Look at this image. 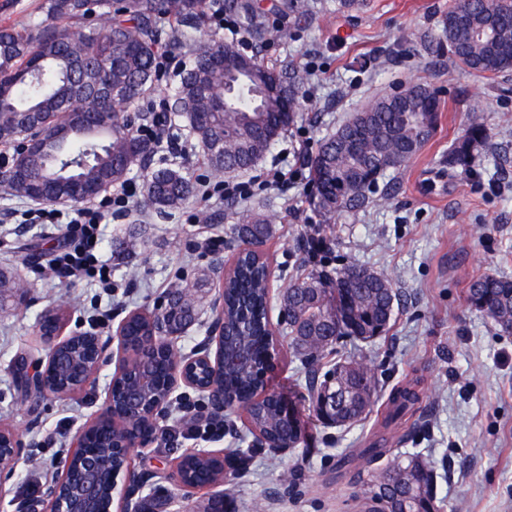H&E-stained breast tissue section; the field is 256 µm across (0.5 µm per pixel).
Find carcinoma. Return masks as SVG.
Here are the masks:
<instances>
[{"label":"carcinoma","instance_id":"1","mask_svg":"<svg viewBox=\"0 0 512 512\" xmlns=\"http://www.w3.org/2000/svg\"><path fill=\"white\" fill-rule=\"evenodd\" d=\"M45 19L28 29L0 28V145L15 155L0 178L13 196L52 200L90 196L105 185L123 183L134 169L145 173L142 207L162 218L186 205L199 192L184 170L180 152L161 153L158 136L141 134L145 122L157 123L141 105L149 101L163 73L159 54L176 57L186 47L185 36H168L167 20L194 26L209 9L234 14L240 26L265 37L260 6L248 0H45ZM440 40L459 66L486 79L512 72V0H451L441 19ZM240 51L216 37L196 53L184 71L170 106V120L186 128L214 175L244 172L303 111L306 71L290 61L233 78L223 59ZM112 87L121 109L104 113L99 89ZM439 101L428 85L414 84L398 99L381 98L360 109L308 158L317 186L315 205L326 223L375 203L378 178L411 160L434 132ZM489 138L478 115L448 150V169L468 170L473 151ZM272 218L257 210L238 214L233 231L240 242L261 244L272 235ZM264 256H244L224 274V372L201 367L202 381L222 384L228 396L259 392L266 387L268 313L272 310ZM176 288L161 313L173 332L183 333L197 321L198 289ZM399 294L389 278L357 264L336 271L301 273L280 294L287 311L288 349L305 370L306 387L315 417L330 426L350 427L374 412L378 381L360 356H346L345 341L371 342L389 332ZM469 307L490 318L504 333H512V279L485 274L469 281ZM150 322L133 314L125 339L138 344L149 338ZM175 349L170 347L151 365L162 391ZM139 367L121 376L115 402L137 385ZM73 368L65 353L54 368L53 381H71ZM418 400L411 387L392 393L384 422L404 415ZM246 430L270 442L285 436L301 442L303 429L287 426L274 403H257L246 417ZM91 447L107 459L111 436L105 426L94 429ZM183 465L189 479L211 476L212 459L189 457ZM361 512H429L440 510L436 473L418 451H398L387 465L359 477ZM203 512H235L234 498L207 499Z\"/></svg>","mask_w":512,"mask_h":512}]
</instances>
